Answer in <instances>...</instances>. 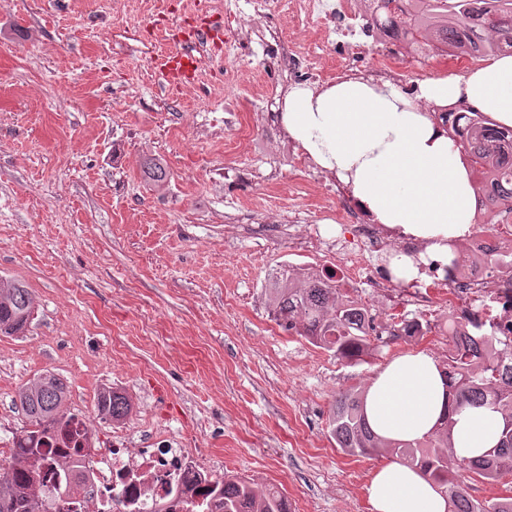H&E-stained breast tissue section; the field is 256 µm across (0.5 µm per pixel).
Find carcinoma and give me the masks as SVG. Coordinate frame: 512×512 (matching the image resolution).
<instances>
[{
    "instance_id": "cac0c4a2",
    "label": "carcinoma",
    "mask_w": 512,
    "mask_h": 512,
    "mask_svg": "<svg viewBox=\"0 0 512 512\" xmlns=\"http://www.w3.org/2000/svg\"><path fill=\"white\" fill-rule=\"evenodd\" d=\"M362 0L370 13L375 38H399L412 51L437 50L451 57L492 59L512 50V0ZM453 133L470 158L482 223H495L498 211L512 209V129L490 124L476 110L454 113ZM275 320L341 360H356L370 348L374 331L367 310L343 293L333 276L309 272L301 280L283 272L267 289ZM33 308L32 293L22 282L0 280V335L25 330ZM442 372L455 391L457 408L491 405L504 416L499 445L476 460L453 455L450 431L453 418L445 414L436 428L420 441L388 442L368 426L362 401L346 394L329 416V435L349 455H368L391 447L410 465L432 480L448 498L450 512H512V500L490 504L472 500L457 480L450 462L496 482L512 473V335L500 336L496 316H473L462 329L455 326L452 347ZM33 385L18 391L25 425L13 436V462L0 465V512H53L52 492L38 499L35 489L43 482L45 448L80 450L75 415H57L68 404L70 391L60 376L47 372ZM110 396L96 397V411L105 420H122L130 412L128 397L106 388ZM222 512H289L288 498L280 490L236 477L218 483Z\"/></svg>"
}]
</instances>
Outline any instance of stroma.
<instances>
[{
    "mask_svg": "<svg viewBox=\"0 0 512 512\" xmlns=\"http://www.w3.org/2000/svg\"><path fill=\"white\" fill-rule=\"evenodd\" d=\"M0 0V277L30 288L26 332L0 335V448L23 418L20 387L52 372L71 412L91 417L98 448H148L165 433L219 455L225 473L277 485L292 512H370L365 487L385 452L352 456L328 434L336 399L364 393L395 356L444 361L450 307L429 313L345 281L375 323L397 314L416 337L375 336L347 362L284 330L265 294L279 271L342 269L302 224L351 236L321 170L281 127L293 81L281 45L328 54L270 0L248 34L252 0ZM221 27L196 80L168 89L144 52L178 47L185 21ZM255 78L238 75L236 60ZM390 81L464 78L438 51L401 54ZM167 178L154 184L147 159ZM124 392L122 421H101L100 389Z\"/></svg>",
    "mask_w": 512,
    "mask_h": 512,
    "instance_id": "stroma-1",
    "label": "stroma"
}]
</instances>
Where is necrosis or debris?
I'll return each instance as SVG.
<instances>
[{"instance_id":"obj_1","label":"necrosis or debris","mask_w":512,"mask_h":512,"mask_svg":"<svg viewBox=\"0 0 512 512\" xmlns=\"http://www.w3.org/2000/svg\"><path fill=\"white\" fill-rule=\"evenodd\" d=\"M288 10L303 13L306 24L317 34L335 37L331 57L321 62L301 57L293 44L280 52L279 63L287 65L296 82L343 77L355 66L378 81L398 68L400 58L391 45L369 48L360 42L363 26L357 0H336L330 8L323 0H288ZM331 193L336 198L337 224L355 227L352 238L336 240L337 252L346 258L349 278H360L367 260L417 254L415 243L382 225L362 223L359 213L349 205L343 185H336ZM504 247L512 249L511 224L473 231L452 270L434 261L420 265L421 277L412 283L408 304L428 310L430 288H444L449 304L457 308L458 322L468 323L472 303L488 299L500 308L501 330H512V278L498 275L481 262L483 256ZM79 457L84 474L82 492L68 497L70 512H185L187 504L203 500V488L214 484L206 472V449L183 448L171 441L162 448H115L106 453L85 447Z\"/></svg>"}]
</instances>
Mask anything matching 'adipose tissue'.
Segmentation results:
<instances>
[{
	"instance_id": "adipose-tissue-1",
	"label": "adipose tissue",
	"mask_w": 512,
	"mask_h": 512,
	"mask_svg": "<svg viewBox=\"0 0 512 512\" xmlns=\"http://www.w3.org/2000/svg\"><path fill=\"white\" fill-rule=\"evenodd\" d=\"M464 99L512 128V54L465 79L427 78L407 95L388 83L351 76L286 94L280 121L319 168L334 173L374 223L424 247L423 259L448 264L473 227V183L461 146L418 100ZM437 360L423 350L391 359L367 386L362 409L374 433L392 442L422 439L452 413L453 452L475 459L498 445L502 414L490 406L455 410ZM372 512H448L437 485L415 466L390 460L365 487Z\"/></svg>"
}]
</instances>
